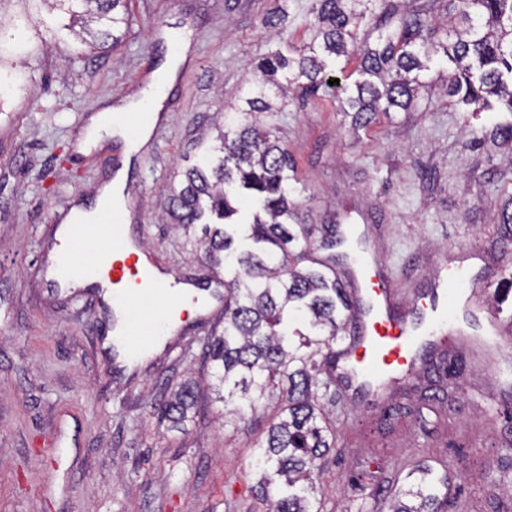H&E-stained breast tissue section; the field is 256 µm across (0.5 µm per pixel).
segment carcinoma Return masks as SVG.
Wrapping results in <instances>:
<instances>
[{
    "mask_svg": "<svg viewBox=\"0 0 512 512\" xmlns=\"http://www.w3.org/2000/svg\"><path fill=\"white\" fill-rule=\"evenodd\" d=\"M73 19L71 34L92 50L118 45L128 28L126 0H52ZM391 0H314L309 43L261 58L235 115L188 169L171 195L168 216L185 233L205 212L199 243L214 269H224V327L205 338L211 390L224 426L265 423L255 444L258 488L268 512H321V461L337 434L324 401H333L335 346L345 339L350 297L311 254L313 229L299 223V179L288 150L264 116L280 112L288 94L315 95L331 67L361 59L360 78L340 88L341 108L367 122L377 112H410L420 73L438 54L454 65L443 75L448 96L484 112L498 104L512 114V0H445L443 14L406 9L395 31L377 27L372 46L356 30ZM252 203V222L234 220L236 203ZM194 387L173 388L157 408L178 427L194 403ZM410 485L386 496L372 489L374 512H443L448 472L423 461Z\"/></svg>",
    "mask_w": 512,
    "mask_h": 512,
    "instance_id": "carcinoma-1",
    "label": "carcinoma"
}]
</instances>
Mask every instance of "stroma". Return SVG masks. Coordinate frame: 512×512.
<instances>
[{
  "mask_svg": "<svg viewBox=\"0 0 512 512\" xmlns=\"http://www.w3.org/2000/svg\"><path fill=\"white\" fill-rule=\"evenodd\" d=\"M313 0H130L121 45L89 56L49 0H0V512H265L253 470L262 428L224 426L203 387V342L189 331L131 372L112 366L98 339L112 311L97 293L48 286L46 253L64 205L93 203L112 172L111 140L82 144L95 116L145 98L147 77L185 49L166 103L168 123L130 173L139 241L174 274L211 278L201 256L166 224L170 194L221 126L234 92L271 50L302 46ZM285 12L266 33L262 22ZM410 112H379L364 126L335 91L291 94L269 116L295 161L301 221L317 240L364 211L371 249L408 291L449 254L476 250L485 285L478 318L512 319V297L492 295L512 274V242L497 222L512 195V151L495 136L506 112L452 106L437 71ZM456 372L419 374L383 414L355 396L332 414L340 437L326 459L322 512H362L361 472L404 477L422 459L455 474L448 512H512L495 484L512 485V347L499 338L477 370L468 351ZM197 388L180 427L152 406L180 382ZM454 390L437 399L436 387Z\"/></svg>",
  "mask_w": 512,
  "mask_h": 512,
  "instance_id": "stroma-1",
  "label": "stroma"
}]
</instances>
